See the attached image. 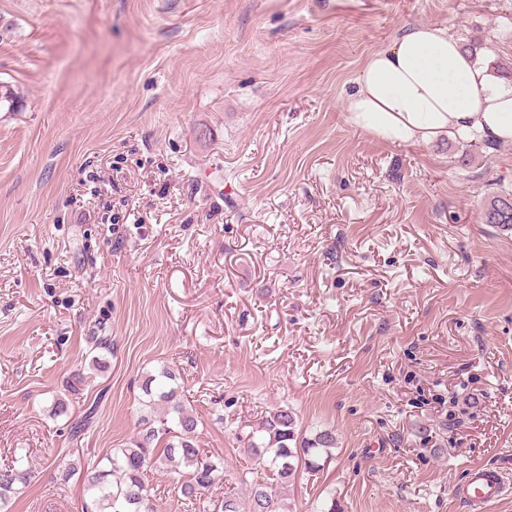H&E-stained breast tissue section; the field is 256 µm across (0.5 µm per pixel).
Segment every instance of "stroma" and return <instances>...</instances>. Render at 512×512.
Listing matches in <instances>:
<instances>
[{
	"label": "stroma",
	"instance_id": "1",
	"mask_svg": "<svg viewBox=\"0 0 512 512\" xmlns=\"http://www.w3.org/2000/svg\"><path fill=\"white\" fill-rule=\"evenodd\" d=\"M414 25L512 62V0H0V466L33 469L12 512H83L55 469L128 445L165 365L224 459L205 512L239 472L273 484L240 440L277 409L336 437L288 512H467L468 465L512 474V230L482 221L512 144L389 145L343 112ZM147 483L191 512L178 474Z\"/></svg>",
	"mask_w": 512,
	"mask_h": 512
}]
</instances>
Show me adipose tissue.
<instances>
[{
    "label": "adipose tissue",
    "mask_w": 512,
    "mask_h": 512,
    "mask_svg": "<svg viewBox=\"0 0 512 512\" xmlns=\"http://www.w3.org/2000/svg\"><path fill=\"white\" fill-rule=\"evenodd\" d=\"M348 122L392 144L443 135L512 143V84L493 81L447 29L417 25L372 55L343 106Z\"/></svg>",
    "instance_id": "ef3b65f1"
}]
</instances>
